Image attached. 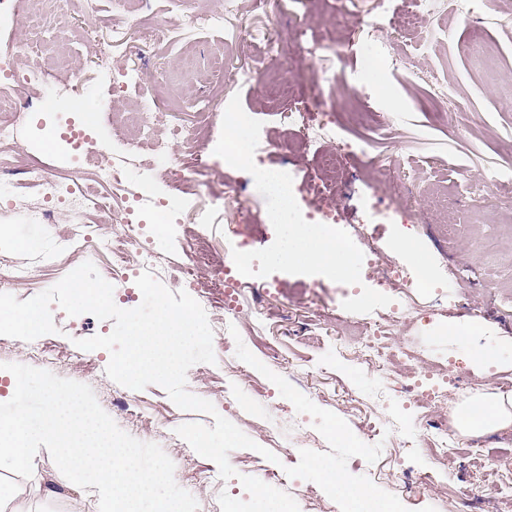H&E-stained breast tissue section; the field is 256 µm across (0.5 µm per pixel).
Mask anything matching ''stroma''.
Wrapping results in <instances>:
<instances>
[{
    "label": "stroma",
    "instance_id": "1",
    "mask_svg": "<svg viewBox=\"0 0 512 512\" xmlns=\"http://www.w3.org/2000/svg\"><path fill=\"white\" fill-rule=\"evenodd\" d=\"M227 1L96 0L90 13L84 0H65L60 10L42 18L44 42L39 51L17 62L21 71L41 69V79L25 84L0 75V96L22 107L18 137L10 149L15 163L0 178V225L13 227L0 244V257L33 270L29 280L11 288V295L21 301L32 298L90 261L112 283L120 308H135L142 300L135 284L137 271L122 280L114 274L112 250L121 243L122 227L110 216L94 213L101 242L97 249L82 251L68 247L76 227L66 219L53 224L25 220L34 188L10 198L29 163L62 166L69 151L64 140H57L52 151L42 147L43 133L50 128L87 125L88 138L105 143L113 164L127 171L129 189L146 186L158 198H183L206 211L207 223H195L188 215L174 234L160 229L153 215L142 217L141 233L166 271L162 282L169 290L180 289L172 274L187 260L186 241L204 243L219 260L239 243L250 251L270 246L274 228L265 222L266 202L252 176L226 166L214 153L225 109L233 96H240L244 111L261 121L263 134L276 143L264 157L265 167L287 168L302 212L334 205L341 210L340 229L353 236L366 234L384 249L387 260L424 263L441 279L438 288L403 289L392 304L371 314L380 341L405 346L410 363L382 368L360 352L348 326L354 315L342 307L352 295L350 286L322 276L282 272L239 277L235 310L207 314L209 322L221 319L234 325L236 334L214 337L215 363L193 365L187 373L188 390L211 401L218 414L258 445L254 451L230 452L237 475L228 480L210 460L188 456L186 441L176 433L186 422L214 426V415L178 408L157 384L136 391L121 386L106 374L107 350L77 347V340L109 334L112 321L90 314L71 317L52 306L57 328L53 340L60 355L72 363L71 368L57 369V376L89 385L107 412L116 398H149L163 405V416L142 430L140 439L157 443L173 461L176 483L195 497L199 512H221L218 496L223 492L247 499L238 477H262L267 460L261 449L271 451L286 467L298 463L300 443L320 452L329 449L310 416L297 413L272 382L236 357L239 339L316 405L344 419L361 441L382 443L376 462L355 456L348 470L395 494L410 512L426 506L436 512H512V493L490 491L512 473V426L466 435L455 427L456 414L477 401L512 393V213L489 204L471 208L474 193L512 178V21L504 19L512 14V0H472L467 25L450 9L437 16L424 13L416 32L403 27L406 0H390L381 7L375 0H268L262 12L254 11L250 0H231L236 10L223 28H201L192 43L182 41L180 34L191 15L219 10ZM131 16L146 25L164 19L167 38L140 51L113 43V25ZM298 22L310 40L324 47L320 60L296 49ZM268 24L275 26L283 54L274 82L264 72L258 44L244 34L245 29ZM366 24L380 28L384 43L407 59V68L367 72L366 63L379 48L363 42L360 30ZM218 53L228 67L251 71L252 79L225 84L211 68ZM103 58L116 70L135 73L136 85L118 92L96 79ZM77 68L94 76L92 90L64 99L61 108L47 106L50 90L66 83ZM368 74L382 96L361 106L378 113L388 126L382 147L402 156L419 200L417 222L410 229L372 223L364 210L365 198L383 186L378 171L363 157L372 136L369 126L349 119L361 107L353 92ZM430 78L446 87L461 111L445 116L434 112L427 97ZM304 95L316 119L335 122L337 137L303 152L290 149L295 135L280 124L277 112L289 98ZM153 102L171 113L173 123L198 129L195 152L180 143L175 146L184 162L182 173L148 150L131 149L137 130L130 115ZM336 152L342 155L349 180L333 186L322 181L317 158ZM199 156L204 159L200 166L195 163ZM238 181L249 199L242 213L224 206L226 183ZM420 312L430 315L428 325L417 324ZM268 345L277 358L266 357ZM441 368L449 384L432 419L448 428V452L435 484L422 490L413 482L428 459L409 448L419 427L408 424L406 433L398 436L388 432L385 420L406 414L410 395L403 384L410 374H432ZM238 369L243 372L242 397L229 404L224 377ZM0 483L15 492L12 512H94L84 489L68 481L44 450L36 453L30 478L0 469Z\"/></svg>",
    "mask_w": 512,
    "mask_h": 512
}]
</instances>
